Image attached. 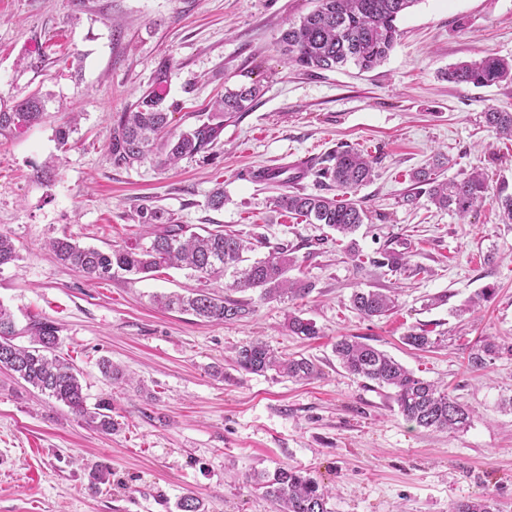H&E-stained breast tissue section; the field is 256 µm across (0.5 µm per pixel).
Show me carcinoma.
I'll use <instances>...</instances> for the list:
<instances>
[{"instance_id": "cac0c4a2", "label": "carcinoma", "mask_w": 512, "mask_h": 512, "mask_svg": "<svg viewBox=\"0 0 512 512\" xmlns=\"http://www.w3.org/2000/svg\"><path fill=\"white\" fill-rule=\"evenodd\" d=\"M419 0H317L316 8L299 22L288 25L280 43L288 62L306 71H333L354 66L368 71L386 59L398 36L397 20ZM171 59L155 70L148 88L135 104L113 118L107 152L116 165L130 166L152 156L164 168H171L185 158L205 157L221 141L224 121L248 112L258 96L254 86L227 89L210 106L206 117L185 131L170 127L169 114L176 105L166 102ZM450 83L485 87L512 82V63L488 54L478 60L461 62L443 73ZM52 97L34 91L14 105H0V137H13L40 123ZM485 123L496 134L512 140V112L492 108L484 113ZM436 165L422 167L411 176L415 192L406 196L414 203L422 194L439 209L451 210L463 217L484 198L486 180L472 171L462 178L440 181ZM316 181L329 182L348 198L337 200L323 194L286 192L274 199V206L305 218L312 224H324L342 235L355 232L367 218L361 202L349 197L371 181L372 161L361 151L343 146L325 158V166L313 172ZM139 223L153 229L147 244L139 242L114 246L108 252L82 247L63 236L48 243L56 259L74 267L91 281L112 278L118 268L130 274H146L165 267L186 268L199 280L208 281L231 273L232 287L239 290L261 289L268 300L293 301L308 296L315 288L311 281L291 279L288 272L296 264L295 248L288 244L270 245L257 234L244 239L221 229L200 234L188 226L176 224L160 209L142 207ZM257 247L268 253L248 265L244 253ZM19 259L14 240L0 233V267ZM370 263L392 272L407 269L406 253L384 248ZM156 301L167 309L189 312L206 321H237L251 313V303L243 299L216 296L206 288L189 295L160 294ZM351 308L366 319L386 316L397 307L390 292L359 289L350 299ZM286 327L300 339L319 335L315 323L288 312ZM27 332V345L15 343L18 335L11 312L0 304V367L7 369L43 394L66 405L86 427L112 434L119 423L112 417V403L102 398L87 404L83 385L70 361L61 353L59 329L47 319L34 317ZM403 343L418 351H428L438 344L424 327L410 329ZM336 358L351 375L392 390V398L403 418L419 427L436 430L464 431L471 423L470 409L434 382L410 371L378 348L344 336L334 345ZM502 353L512 354V344L490 339L471 347L468 365L479 370L486 361ZM236 367L249 374H276L295 381H309L320 375L318 366L305 357L282 355L265 341L256 339L240 346L235 355ZM250 479L264 497L278 506V512H329L330 492L304 471L278 467L274 472H255ZM179 512H205L202 500L189 493L179 500ZM448 512H499L490 498L453 504Z\"/></svg>"}]
</instances>
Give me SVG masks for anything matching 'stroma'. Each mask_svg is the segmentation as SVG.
Returning <instances> with one entry per match:
<instances>
[{"label": "stroma", "instance_id": "35a3bbf8", "mask_svg": "<svg viewBox=\"0 0 512 512\" xmlns=\"http://www.w3.org/2000/svg\"><path fill=\"white\" fill-rule=\"evenodd\" d=\"M316 0H0V101L34 90L80 112L71 147L59 152L64 115L20 136L0 139V233L18 249L0 267V303L28 344L30 318L53 321L63 353L80 374L89 402L108 397L118 432L85 427L68 407L0 368V512H179L186 493L206 512H276L249 482L251 473L295 467L331 492V512H448L452 503L491 498L512 512V355L470 369L482 336L512 342V225L498 198L512 194V141L497 138L483 114L512 112V84L449 83L443 71L492 54L512 61V0H418L400 17V36L379 66L308 72L287 64L278 42ZM166 94L177 103L172 126L187 129L217 95L241 85L260 89L252 109L226 121L206 161L161 167L154 159L115 165L105 144L112 117L134 104L164 59ZM368 153L372 180L355 191L368 218L354 239L365 256L383 247L409 250L394 274L355 267L334 231L275 208L285 190L255 181L254 170L310 158L319 168L338 145ZM451 180L478 169L485 198L467 216L437 209L427 197L406 203L415 170L434 155ZM59 159L38 183L35 167ZM224 189L215 211L207 197ZM163 209L192 231L223 226L242 236L296 246L291 277L314 283L291 302L242 291L252 313L208 322L153 302L200 283L189 271L116 272L88 280L47 249L54 237L107 250L141 238L137 210ZM359 288L396 289L392 314L366 319L350 307ZM490 290L466 312L464 302ZM444 296L432 307L428 301ZM312 320L318 338L286 328L288 312ZM427 326L429 352L403 335ZM359 336L416 375L447 385L472 411L467 430L432 431L406 422L390 390L348 374L333 345ZM311 359L319 378L296 383L275 373L246 374L235 350L253 339ZM125 370L114 383L101 359ZM223 366L225 378L212 375ZM110 466L109 484L88 473Z\"/></svg>", "mask_w": 512, "mask_h": 512}]
</instances>
